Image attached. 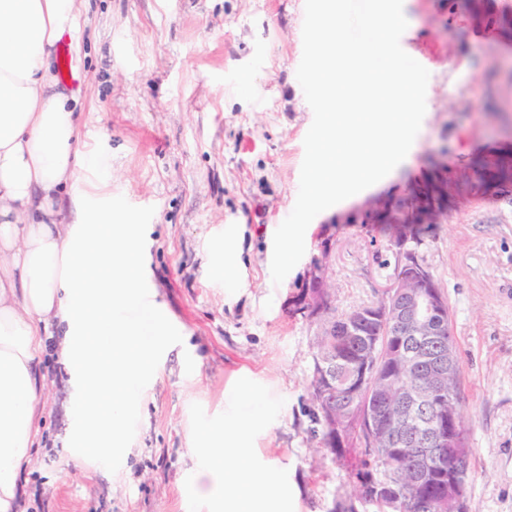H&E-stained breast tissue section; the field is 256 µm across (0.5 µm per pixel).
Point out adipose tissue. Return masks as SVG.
Instances as JSON below:
<instances>
[{
    "mask_svg": "<svg viewBox=\"0 0 512 512\" xmlns=\"http://www.w3.org/2000/svg\"><path fill=\"white\" fill-rule=\"evenodd\" d=\"M79 11L80 0H0V512L21 498L41 355L52 352L78 385V460L112 459L127 453L123 425L167 333L163 315H125L146 298L141 225L108 212L68 224L57 207L65 193L106 194L49 66Z\"/></svg>",
    "mask_w": 512,
    "mask_h": 512,
    "instance_id": "1",
    "label": "adipose tissue"
}]
</instances>
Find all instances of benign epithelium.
Returning <instances> with one entry per match:
<instances>
[{"instance_id":"benign-epithelium-1","label":"benign epithelium","mask_w":512,"mask_h":512,"mask_svg":"<svg viewBox=\"0 0 512 512\" xmlns=\"http://www.w3.org/2000/svg\"><path fill=\"white\" fill-rule=\"evenodd\" d=\"M409 230L401 228L392 232L390 244L398 253L399 263L379 298L372 304L348 311L351 321L360 323L379 316L393 324L395 335L412 337L419 348L398 354L391 370L381 373L375 367L364 366L361 376L350 378L351 396L364 395V384L376 382L374 399L381 405L391 402L384 387L409 376L412 384L403 386L397 394L399 412L389 419L379 410H366L372 430L375 451L393 457L419 443L429 447L428 457L438 456L448 445V417L437 410L426 421L419 420L424 401L430 396L448 397V379L454 374L457 359L456 345L448 331V310L440 285L430 270L421 263L418 254L408 246ZM329 277L322 259H313L308 284L293 302L295 311L304 314L315 326L316 345L321 337L336 332V317L327 310ZM320 401L328 429V445L346 442L344 417L336 413V383L326 374V360L315 358Z\"/></svg>"}]
</instances>
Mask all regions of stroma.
<instances>
[{"mask_svg":"<svg viewBox=\"0 0 512 512\" xmlns=\"http://www.w3.org/2000/svg\"><path fill=\"white\" fill-rule=\"evenodd\" d=\"M402 48L430 73L415 146L389 181L310 223L300 262L273 284L276 229L299 189L313 112L296 79L304 0H83L72 43L78 144L106 160L112 210L136 216L151 300L172 332L140 384L123 461L76 466L69 374L44 358L43 420L18 512H189L190 406L214 416L235 377L285 404L260 458L287 470L294 512H331L347 460L318 452L307 384L313 328L291 313L322 258L343 312L392 276L388 219L414 187L512 158V0H403ZM223 241L240 267L225 277ZM451 307L471 448L467 512H512V184L457 198L417 248Z\"/></svg>","mask_w":512,"mask_h":512,"instance_id":"stroma-1","label":"stroma"}]
</instances>
